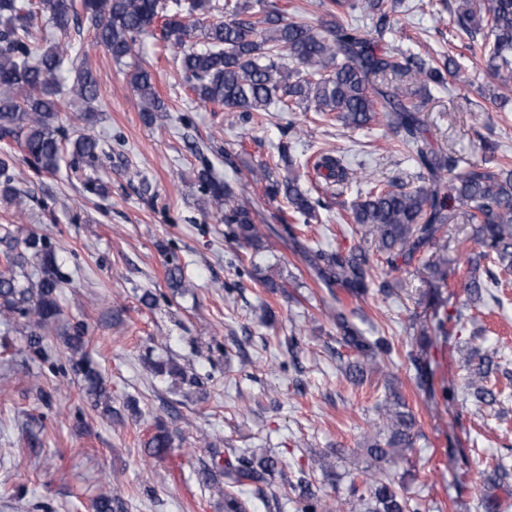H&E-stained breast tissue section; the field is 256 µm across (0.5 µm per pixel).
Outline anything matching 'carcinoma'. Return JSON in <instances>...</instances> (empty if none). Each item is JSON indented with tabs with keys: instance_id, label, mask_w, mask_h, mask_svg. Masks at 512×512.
I'll list each match as a JSON object with an SVG mask.
<instances>
[{
	"instance_id": "cac0c4a2",
	"label": "carcinoma",
	"mask_w": 512,
	"mask_h": 512,
	"mask_svg": "<svg viewBox=\"0 0 512 512\" xmlns=\"http://www.w3.org/2000/svg\"><path fill=\"white\" fill-rule=\"evenodd\" d=\"M329 19L314 26L308 20L312 0L293 7L275 0L254 10L252 0H0V140L14 139L24 148V159L37 172L53 175L65 153L88 163L98 161V139L81 132L69 137L59 124L67 104L80 100L85 111L75 120L93 119L92 104L98 98L92 70L76 65V47L70 41L51 40L39 22L62 36L84 19L95 29L96 42L112 60L131 69L130 81L140 99L142 119L151 125L168 111L157 90L150 63L140 54L141 41L160 30V46L177 58L193 102L218 105L232 119L248 124L262 112L276 107L282 112H313L322 121L336 120L359 128L384 118L397 147L408 153L418 170L420 184L405 189L394 180L378 181L367 168L350 166L344 156L322 151L311 163L317 178L341 189H357L349 208L350 223L365 229L370 244H358L347 252L324 251L305 245L288 232L292 248L299 252L316 280L328 288H341L352 297L368 289L389 293L402 287L394 277L372 278L374 256H384L389 272H409L419 255L433 245L450 224L467 220L478 225L479 251L468 258L467 291L470 302L482 300L485 283L498 282L495 270L512 272V167L495 162L499 145L480 140L484 158L459 168V160L427 135L420 105L391 84V78H411L417 94L443 86L459 77L452 55L423 59L400 48L383 47L390 30V13L396 0H331ZM338 9L354 17L377 14L373 32L336 20ZM453 25L484 45L482 65L505 91H512V0H457ZM286 143L278 158L287 175L274 177L267 162L250 172L265 197L286 200L280 223L317 219L329 200L314 196L299 185L294 159ZM11 156L0 155V202L22 207L23 194L14 183ZM205 203L222 216L239 245L256 252L272 249L276 235L269 224L255 221L254 205L217 179L208 167L197 172ZM0 323L8 326L22 319L28 329V347L48 355L47 344L58 332L69 360L82 375L84 395L93 406L112 412L110 394L88 351L89 341L81 324L57 330L60 297L69 279L62 273L56 250L46 239L32 234L18 250L11 243L0 252ZM487 281H482L480 274ZM253 279L271 293H287L286 284L254 268ZM336 342L354 353L345 366L346 377L361 384L369 373L391 361L393 343L384 336H363L342 313H337ZM466 364L474 365L467 382L476 405L492 407L497 393L488 386L490 376L501 373L512 383V372L477 348ZM383 437L370 441L366 454L377 470L365 477L366 493L351 486L349 495L336 503L320 498L301 479L290 485L299 490L300 512H421L420 504L397 488L392 471L406 462L416 436V420L396 390L379 407ZM148 455L160 457L172 448L168 432L158 427L144 442ZM277 467L271 456L242 454L229 464L234 483L265 484ZM512 470L503 463L487 477L482 504L487 512H508L512 489L507 478ZM505 492L501 499L496 491ZM94 512H121L119 488L104 489L93 501Z\"/></svg>"
}]
</instances>
